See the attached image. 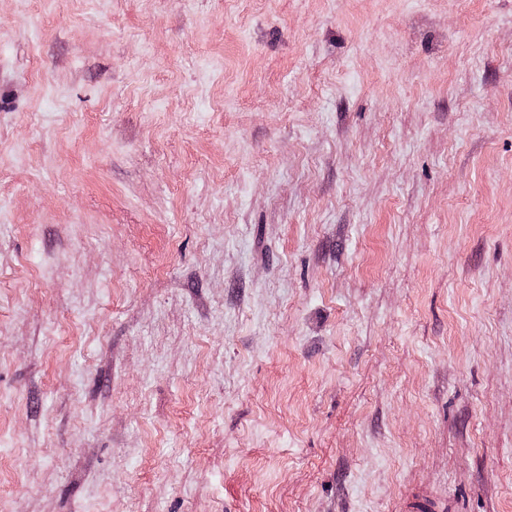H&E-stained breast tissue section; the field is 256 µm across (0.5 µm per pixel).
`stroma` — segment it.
<instances>
[{"mask_svg":"<svg viewBox=\"0 0 512 512\" xmlns=\"http://www.w3.org/2000/svg\"><path fill=\"white\" fill-rule=\"evenodd\" d=\"M512 512V0H0V512Z\"/></svg>","mask_w":512,"mask_h":512,"instance_id":"obj_1","label":"stroma"}]
</instances>
